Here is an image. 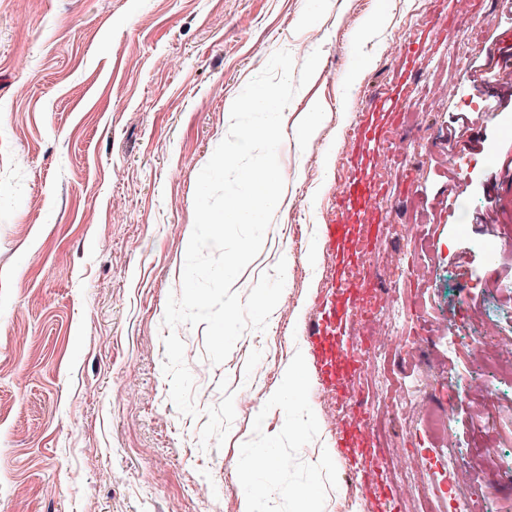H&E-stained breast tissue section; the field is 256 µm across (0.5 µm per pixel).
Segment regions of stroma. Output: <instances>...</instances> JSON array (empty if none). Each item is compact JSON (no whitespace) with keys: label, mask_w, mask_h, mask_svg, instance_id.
<instances>
[{"label":"stroma","mask_w":512,"mask_h":512,"mask_svg":"<svg viewBox=\"0 0 512 512\" xmlns=\"http://www.w3.org/2000/svg\"><path fill=\"white\" fill-rule=\"evenodd\" d=\"M475 12L495 26L449 28L448 0H0V512H243L249 493L260 512H453L452 454L484 486V512H512L500 482L512 374L462 383L475 370L471 311L512 341V103L489 109L494 85L476 71L501 62L512 0H475ZM314 31L320 63L284 111L285 202L232 286L247 297L286 261L292 307L195 376L211 400L180 413L164 316L182 289L197 177L229 131L228 103L274 52L302 65L296 48ZM381 95L394 111L371 113ZM371 119L392 157L370 174L377 218L352 215L346 247L400 264L398 284L375 278L370 292L409 303L385 344L381 300L345 324L375 347L344 387L367 401L352 439L368 437L381 464L377 493L351 509L361 471L336 448L314 371L300 403L287 382L296 357L315 362L304 333L332 264L319 230L340 218L336 187ZM421 371L435 384L417 400ZM247 382L257 406L244 415ZM447 405L449 440L422 414ZM248 448L290 465L255 475L238 465Z\"/></svg>","instance_id":"1"}]
</instances>
